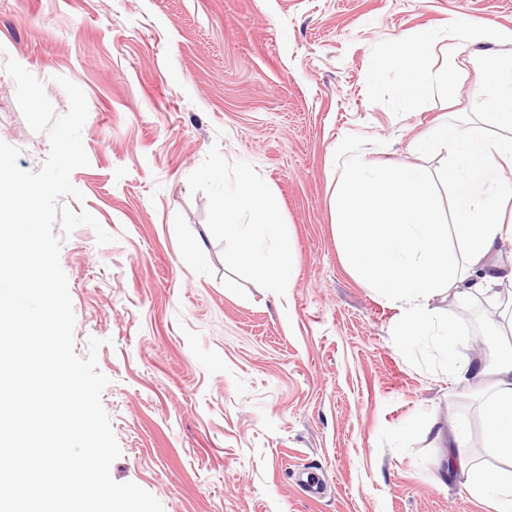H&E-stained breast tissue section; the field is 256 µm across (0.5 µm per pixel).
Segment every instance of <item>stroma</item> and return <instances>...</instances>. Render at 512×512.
I'll list each match as a JSON object with an SVG mask.
<instances>
[{"label": "stroma", "instance_id": "obj_1", "mask_svg": "<svg viewBox=\"0 0 512 512\" xmlns=\"http://www.w3.org/2000/svg\"><path fill=\"white\" fill-rule=\"evenodd\" d=\"M512 36V0H0V141L39 171L50 151L5 71L84 92L89 164L67 198L115 238L78 227L63 243L74 347L102 339V405L121 454L110 474L164 512H496L459 487L436 431L464 425L491 456L482 389L444 372L434 337L401 335L396 309L346 267L331 206L336 145L376 169L425 170L442 199L446 154L415 144L450 112H479L488 81L449 21ZM439 35L429 59L448 91L403 94L396 43ZM255 174L295 244L287 299L229 252L224 192ZM204 241V255L186 245ZM455 312L464 358L487 314Z\"/></svg>", "mask_w": 512, "mask_h": 512}]
</instances>
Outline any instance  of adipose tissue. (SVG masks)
Listing matches in <instances>:
<instances>
[{
  "label": "adipose tissue",
  "mask_w": 512,
  "mask_h": 512,
  "mask_svg": "<svg viewBox=\"0 0 512 512\" xmlns=\"http://www.w3.org/2000/svg\"><path fill=\"white\" fill-rule=\"evenodd\" d=\"M466 43L477 46L479 66L490 76L485 112L463 124H446L420 142V150L446 153L451 160L447 182L455 190L454 224L441 218L442 202L420 171H377L361 156L342 150V170L334 190L335 224L345 261L366 287L398 312L400 332L414 339L433 336L446 360L450 380L473 386L490 382L483 429L487 448L512 462V353L496 363L462 360L456 316L439 320L432 305L443 292L454 291L465 304L480 302L496 309L512 327V299L498 286L512 280V261H503L496 246L512 235V50L495 45L503 33L494 23H467ZM430 34L399 41L395 55L413 76L408 97L420 100L447 90L449 75L424 67L432 47ZM249 222H242V215ZM219 229L238 261L267 287L288 290L293 266L292 243L278 219V200L250 173H242L224 196ZM466 431L448 433L447 469L469 493L494 500L497 512H512V470L493 469L464 451Z\"/></svg>",
  "instance_id": "obj_1"
}]
</instances>
